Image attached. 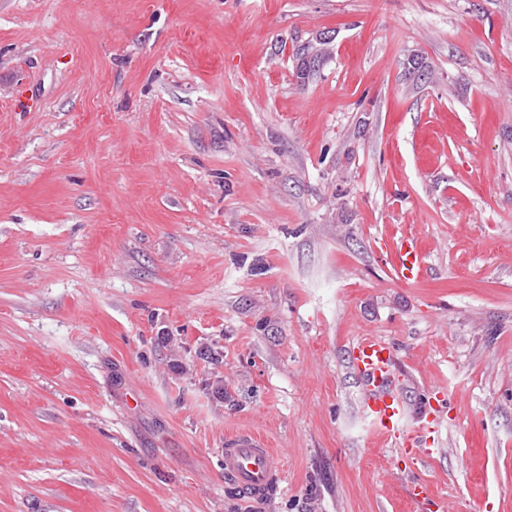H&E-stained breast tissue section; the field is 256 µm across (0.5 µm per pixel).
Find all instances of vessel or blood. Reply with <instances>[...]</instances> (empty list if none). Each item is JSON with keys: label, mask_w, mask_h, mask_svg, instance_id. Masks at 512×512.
Wrapping results in <instances>:
<instances>
[{"label": "vessel or blood", "mask_w": 512, "mask_h": 512, "mask_svg": "<svg viewBox=\"0 0 512 512\" xmlns=\"http://www.w3.org/2000/svg\"><path fill=\"white\" fill-rule=\"evenodd\" d=\"M421 269L416 246L410 242L401 245L398 270L402 278L412 279ZM394 362L392 348L378 337L361 339L352 350V365L363 388L362 407L376 431L384 437L395 435L406 415V407L394 384ZM437 434L434 414L420 416L406 442V452L420 462L430 459L433 451L424 447L423 439ZM223 453L225 475L252 498L267 497L284 479L283 468L274 451L252 433L225 436Z\"/></svg>", "instance_id": "obj_1"}]
</instances>
